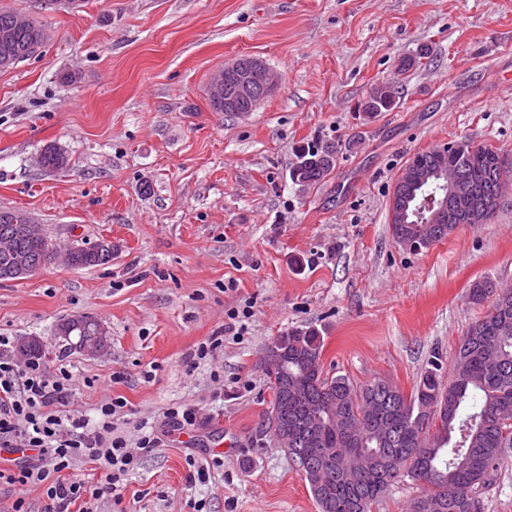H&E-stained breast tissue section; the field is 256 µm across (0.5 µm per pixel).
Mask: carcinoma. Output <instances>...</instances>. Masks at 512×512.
Listing matches in <instances>:
<instances>
[{"label": "carcinoma", "mask_w": 512, "mask_h": 512, "mask_svg": "<svg viewBox=\"0 0 512 512\" xmlns=\"http://www.w3.org/2000/svg\"><path fill=\"white\" fill-rule=\"evenodd\" d=\"M45 25L22 18L16 10L0 9V70L10 69L43 47ZM430 50L398 65L404 74L422 65ZM397 104V91L387 83L373 87L358 106L374 118ZM500 153L488 146L446 149L415 155L423 164L451 170L468 195L456 202L455 218L414 224L390 216L393 238L445 239L461 224L484 223L500 208L503 188L493 179ZM331 143L302 146L292 183H319L336 167ZM68 164L60 148L49 145L40 155L45 170ZM32 219L20 209H0V242L4 230ZM43 239L13 237L0 248V265L14 256L35 259L46 254ZM470 300L492 303L462 336L448 380L439 363H431L410 394L385 379L358 383L345 374L328 375L322 367L323 339L314 327L288 331V353L272 365L268 384L270 408L288 421L289 454L298 468L311 463L305 479L319 512H370L394 483L409 479L422 485L405 512H481L480 492L498 477L503 449L512 447V289H497L485 279L471 285Z\"/></svg>", "instance_id": "1"}]
</instances>
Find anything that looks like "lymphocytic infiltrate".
Masks as SVG:
<instances>
[{
	"label": "lymphocytic infiltrate",
	"instance_id": "1",
	"mask_svg": "<svg viewBox=\"0 0 512 512\" xmlns=\"http://www.w3.org/2000/svg\"><path fill=\"white\" fill-rule=\"evenodd\" d=\"M10 348L9 337L0 336V447L27 448L37 457L0 468V484L42 487L48 512H93L107 491L119 512H128L120 486L139 468L141 450L155 447L158 436L143 435L137 446H129L114 423L126 406L119 398L101 404L93 422L71 413L76 385L71 371L63 367L51 376L35 359L18 365ZM80 459L103 470V485L68 476Z\"/></svg>",
	"mask_w": 512,
	"mask_h": 512
}]
</instances>
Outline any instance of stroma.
<instances>
[{
  "mask_svg": "<svg viewBox=\"0 0 512 512\" xmlns=\"http://www.w3.org/2000/svg\"><path fill=\"white\" fill-rule=\"evenodd\" d=\"M39 17L38 56L0 70V209L31 213L52 240L120 243L110 264L48 263L0 281V335L40 338L48 374L77 387L72 412L107 400L136 446L166 436L122 486L130 512H318L301 471L269 430L263 356L274 337L318 328L326 373L383 378L411 392L433 355L450 367L484 306L474 281L512 287V184L491 221L414 253L388 221L394 182L415 154L451 140L512 160V0H39L0 9ZM427 66L398 75L421 46ZM243 56L279 77L254 112L214 111L212 77ZM399 80L392 111L363 118L372 87ZM332 142L335 169L301 188L300 143ZM55 144L69 163L39 168ZM250 307L240 338L230 313ZM76 313L104 323L90 357L55 336ZM224 345L196 362L208 338ZM121 382H113V374ZM198 409L171 431L166 411ZM220 458L204 483L187 456ZM482 512H512V448Z\"/></svg>",
  "mask_w": 512,
  "mask_h": 512,
  "instance_id": "35a3bbf8",
  "label": "stroma"
}]
</instances>
